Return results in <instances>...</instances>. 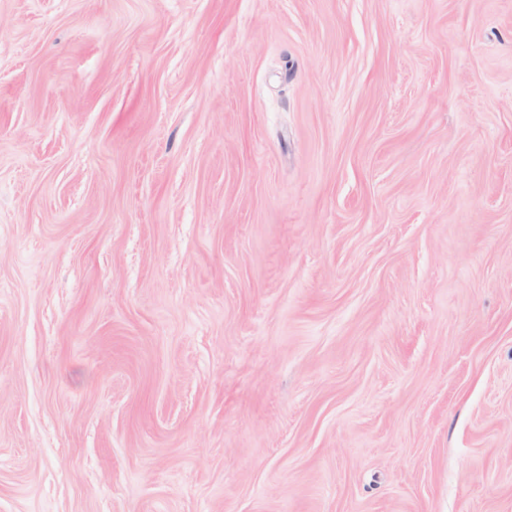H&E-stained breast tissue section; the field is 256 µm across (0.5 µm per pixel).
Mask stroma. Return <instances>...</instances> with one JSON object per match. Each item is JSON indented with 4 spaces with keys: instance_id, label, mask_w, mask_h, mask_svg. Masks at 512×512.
<instances>
[{
    "instance_id": "obj_1",
    "label": "stroma",
    "mask_w": 512,
    "mask_h": 512,
    "mask_svg": "<svg viewBox=\"0 0 512 512\" xmlns=\"http://www.w3.org/2000/svg\"><path fill=\"white\" fill-rule=\"evenodd\" d=\"M0 512H512V0H0Z\"/></svg>"
}]
</instances>
